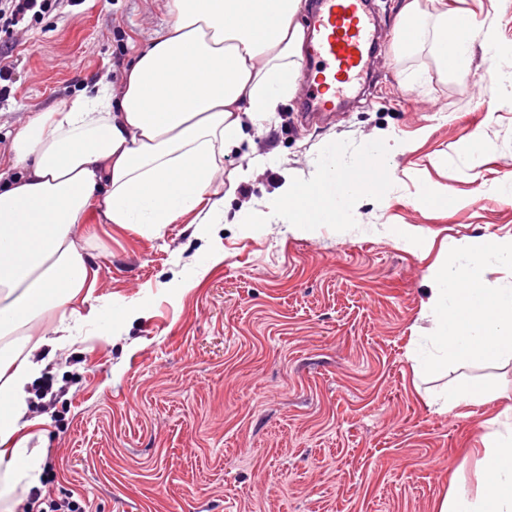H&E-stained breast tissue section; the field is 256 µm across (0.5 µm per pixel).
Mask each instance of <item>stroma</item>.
Segmentation results:
<instances>
[{"label":"stroma","mask_w":512,"mask_h":512,"mask_svg":"<svg viewBox=\"0 0 512 512\" xmlns=\"http://www.w3.org/2000/svg\"><path fill=\"white\" fill-rule=\"evenodd\" d=\"M401 0H375L385 22L370 90L315 118L293 93L248 126L270 162L225 197L227 220L197 233L190 216L153 235L89 219L86 254L98 304L139 302L144 317L85 327L33 388L30 447L43 456V497L84 512H435L453 481L477 488L468 450L500 404L438 411L431 397L478 376L512 405V361L420 375L415 342L435 335L421 302L447 253L477 237L512 235V0H450L504 52L472 43L459 77L423 42L399 48ZM170 22L166 0H60L20 27L16 69L0 101V160L34 112L92 88L120 86L137 52ZM485 143L472 151L473 135ZM391 136L395 177L360 199L346 224L308 232L284 222L233 224L265 213L285 181L309 180L329 141L357 152ZM456 203L427 207L421 192ZM413 227L405 244L397 228ZM219 263L202 267L203 253ZM191 286L172 296L176 274Z\"/></svg>","instance_id":"stroma-1"}]
</instances>
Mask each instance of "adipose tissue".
I'll return each instance as SVG.
<instances>
[{
  "instance_id": "adipose-tissue-1",
  "label": "adipose tissue",
  "mask_w": 512,
  "mask_h": 512,
  "mask_svg": "<svg viewBox=\"0 0 512 512\" xmlns=\"http://www.w3.org/2000/svg\"><path fill=\"white\" fill-rule=\"evenodd\" d=\"M440 27L426 36L415 23L419 0H404L411 42L460 76L471 71L472 30L447 0H435ZM170 24L139 51L120 87L101 77L94 88L34 114L19 131L0 175V512H15L17 484L40 486L39 457L28 454L30 388L73 327H106L143 316V306L92 304V268L76 225L95 210L103 224H142L150 233L187 213L197 224L224 219L212 183L226 153L240 149L246 122L267 119L296 88L305 30L303 0H167ZM386 140L346 153L327 143L310 181L286 180L270 213L312 228L350 221L357 201L392 182ZM512 265V236L468 242L429 277L422 302L438 324L420 372L444 364L494 365L512 359V289L485 288L477 277L486 254ZM53 336L32 337L28 325L71 301ZM501 391L471 380L446 392L441 409L497 401ZM475 453L486 479L478 491L452 485L438 512H512V423L489 420Z\"/></svg>"
}]
</instances>
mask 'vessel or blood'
<instances>
[{
    "label": "vessel or blood",
    "mask_w": 512,
    "mask_h": 512,
    "mask_svg": "<svg viewBox=\"0 0 512 512\" xmlns=\"http://www.w3.org/2000/svg\"><path fill=\"white\" fill-rule=\"evenodd\" d=\"M301 67L303 105L332 112L374 67L378 24L368 0H316Z\"/></svg>",
    "instance_id": "b4317fda"
}]
</instances>
